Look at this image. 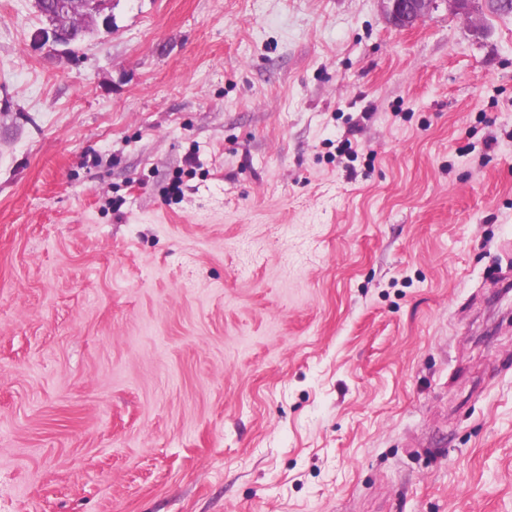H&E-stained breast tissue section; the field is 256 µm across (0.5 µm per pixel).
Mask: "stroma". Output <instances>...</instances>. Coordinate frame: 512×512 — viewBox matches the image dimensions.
Returning a JSON list of instances; mask_svg holds the SVG:
<instances>
[{
    "mask_svg": "<svg viewBox=\"0 0 512 512\" xmlns=\"http://www.w3.org/2000/svg\"><path fill=\"white\" fill-rule=\"evenodd\" d=\"M0 0V512H512V13ZM57 13L51 14L49 27L39 35L44 45L68 46L77 38L73 26L87 18L94 19L104 14L109 5L106 0H57ZM95 16V17H94Z\"/></svg>",
    "mask_w": 512,
    "mask_h": 512,
    "instance_id": "stroma-1",
    "label": "stroma"
}]
</instances>
